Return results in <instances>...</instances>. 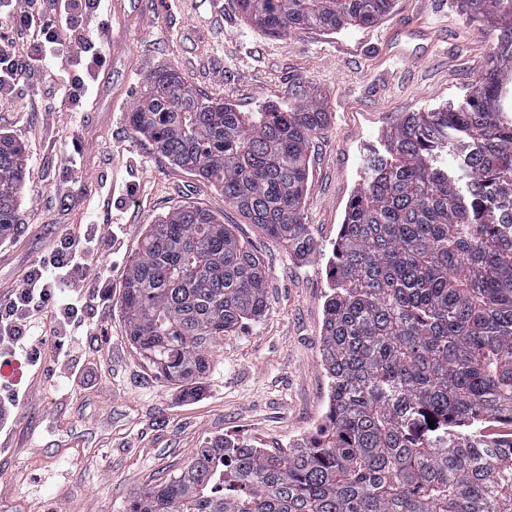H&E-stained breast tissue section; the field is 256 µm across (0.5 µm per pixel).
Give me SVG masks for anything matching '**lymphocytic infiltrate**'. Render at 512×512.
Here are the masks:
<instances>
[{
	"mask_svg": "<svg viewBox=\"0 0 512 512\" xmlns=\"http://www.w3.org/2000/svg\"><path fill=\"white\" fill-rule=\"evenodd\" d=\"M104 0H0V103L28 111L26 77L39 76L47 94L61 95L68 111L79 112L92 97V85L108 64L105 53L85 40L92 15L102 18L98 40L110 41ZM97 40V41H98ZM65 52L59 65L41 67L40 55ZM103 242L100 232H63L36 263L25 267L20 283L0 300V360L24 354L33 370L66 366L80 351L77 336L88 330L87 313L105 305L107 277H93ZM55 358L45 362V345Z\"/></svg>",
	"mask_w": 512,
	"mask_h": 512,
	"instance_id": "obj_1",
	"label": "lymphocytic infiltrate"
}]
</instances>
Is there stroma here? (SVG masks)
Masks as SVG:
<instances>
[{
	"label": "stroma",
	"mask_w": 512,
	"mask_h": 512,
	"mask_svg": "<svg viewBox=\"0 0 512 512\" xmlns=\"http://www.w3.org/2000/svg\"><path fill=\"white\" fill-rule=\"evenodd\" d=\"M129 18L113 29L110 64L83 114L81 188L63 185L61 151L44 150L31 129L54 127L67 139L59 101L16 114L0 107V135L20 142L28 165L19 223L0 239V289L50 249L62 228L114 224L116 253L109 304L90 323L105 337H83L76 381L32 382L23 355L0 366V383L19 395L8 456L0 464V512H28L50 499L62 512H129L134 497L183 469L209 443L231 436L261 448H287L315 432L327 409L321 362L324 296L331 245L363 183L366 159L384 152L402 112L459 103L487 68L497 31L469 18L455 0H394L375 24L341 32L308 29L269 35L253 28L238 0H120ZM404 20L431 28L427 54L405 43L389 57L387 32ZM173 66L201 95L243 112L300 98L324 105L329 124L309 149L303 221L317 249L289 256L223 193L162 157L134 134L129 112L151 72ZM210 210L257 254L267 274V310L214 349L192 397L146 368L126 337L121 299L129 261L149 224L180 205Z\"/></svg>",
	"instance_id": "35a3bbf8"
}]
</instances>
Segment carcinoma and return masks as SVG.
I'll return each instance as SVG.
<instances>
[{
    "label": "carcinoma",
    "instance_id": "1",
    "mask_svg": "<svg viewBox=\"0 0 512 512\" xmlns=\"http://www.w3.org/2000/svg\"><path fill=\"white\" fill-rule=\"evenodd\" d=\"M499 20L495 52L462 102L402 112L350 199L328 268L322 424L286 450L226 437L140 493L132 512H512V0H458ZM269 34L371 25L392 0H239ZM329 112L301 99L241 112L199 95L173 67L148 75L130 112L159 154L224 192L303 259L312 140ZM464 135L466 192L437 165ZM27 155L0 135V238L18 221ZM259 257L205 208L148 225L122 297L127 337L145 365L189 396L224 337L266 310ZM434 421L428 425V421Z\"/></svg>",
    "mask_w": 512,
    "mask_h": 512
}]
</instances>
